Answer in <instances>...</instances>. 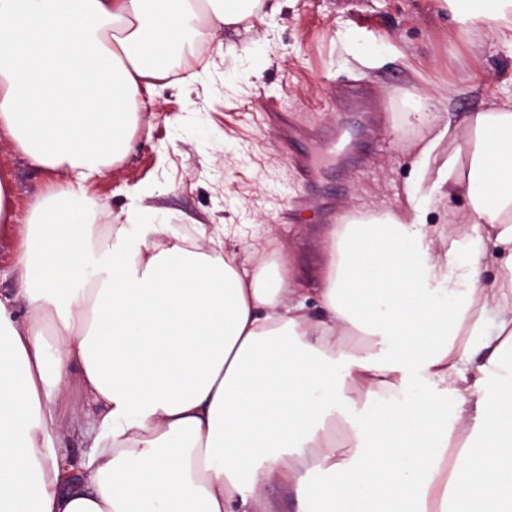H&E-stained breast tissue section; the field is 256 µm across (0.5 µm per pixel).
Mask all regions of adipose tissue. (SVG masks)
Wrapping results in <instances>:
<instances>
[{"instance_id": "1", "label": "adipose tissue", "mask_w": 512, "mask_h": 512, "mask_svg": "<svg viewBox=\"0 0 512 512\" xmlns=\"http://www.w3.org/2000/svg\"><path fill=\"white\" fill-rule=\"evenodd\" d=\"M444 2L512 46V0ZM262 8L0 0V131L71 176L23 220L0 175L26 306L0 298V512H275L270 484L296 512H512V96L448 156L436 189L469 212L447 251L408 184L406 206L335 225L317 317L285 260L240 271L138 198L125 223L90 219L88 182L160 81Z\"/></svg>"}]
</instances>
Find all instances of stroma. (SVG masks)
I'll use <instances>...</instances> for the list:
<instances>
[{
	"label": "stroma",
	"mask_w": 512,
	"mask_h": 512,
	"mask_svg": "<svg viewBox=\"0 0 512 512\" xmlns=\"http://www.w3.org/2000/svg\"><path fill=\"white\" fill-rule=\"evenodd\" d=\"M198 57L201 79L170 83L140 113L127 154L91 181L89 195L107 206L94 221L125 223L142 191L153 223L173 235L223 233L239 267L276 255L302 280L325 260L331 226L317 223L321 207L404 205L423 142L440 140L428 188L464 143L465 114L512 93V48L492 29H461L440 0H265L259 17L215 30ZM332 79L386 94L383 126L368 131L366 113L339 111ZM271 112L288 121L291 142L263 121ZM296 150L320 162L312 185L289 162ZM1 170L22 214L68 179L3 134Z\"/></svg>",
	"instance_id": "stroma-1"
}]
</instances>
